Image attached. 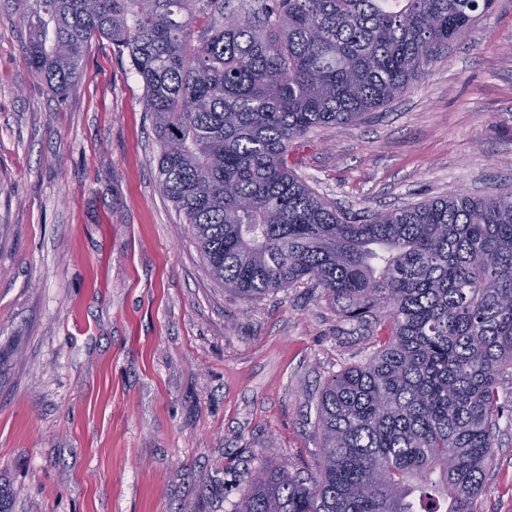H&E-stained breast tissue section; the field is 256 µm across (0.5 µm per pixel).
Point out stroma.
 Here are the masks:
<instances>
[{
  "instance_id": "obj_1",
  "label": "stroma",
  "mask_w": 512,
  "mask_h": 512,
  "mask_svg": "<svg viewBox=\"0 0 512 512\" xmlns=\"http://www.w3.org/2000/svg\"><path fill=\"white\" fill-rule=\"evenodd\" d=\"M0 0V480L12 512H232L319 452L314 395L372 351L320 290H224L158 182L142 84L93 41L66 96ZM288 165L350 215L512 186V0L393 101ZM478 512H512L502 424Z\"/></svg>"
}]
</instances>
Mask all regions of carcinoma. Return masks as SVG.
<instances>
[{
  "mask_svg": "<svg viewBox=\"0 0 512 512\" xmlns=\"http://www.w3.org/2000/svg\"><path fill=\"white\" fill-rule=\"evenodd\" d=\"M492 0H16L56 94L108 40L143 86L158 177L211 276L244 299L303 282L384 333L317 394L315 474L247 478L234 512H476L512 373V187L355 219L288 167L425 73Z\"/></svg>",
  "mask_w": 512,
  "mask_h": 512,
  "instance_id": "1",
  "label": "carcinoma"
}]
</instances>
